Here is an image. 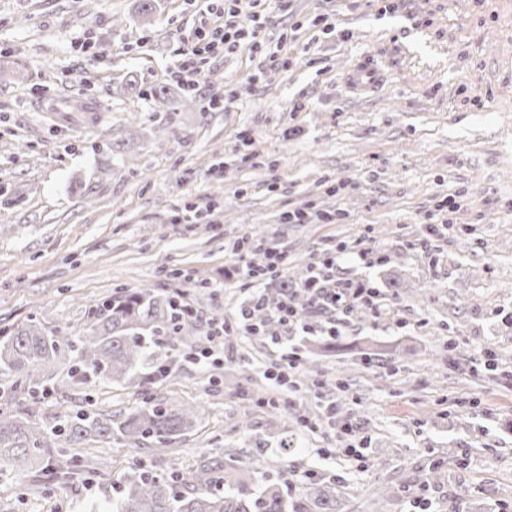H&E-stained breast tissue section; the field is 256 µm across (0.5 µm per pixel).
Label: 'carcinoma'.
<instances>
[{"instance_id":"cac0c4a2","label":"carcinoma","mask_w":512,"mask_h":512,"mask_svg":"<svg viewBox=\"0 0 512 512\" xmlns=\"http://www.w3.org/2000/svg\"><path fill=\"white\" fill-rule=\"evenodd\" d=\"M276 285V294L293 293L301 310L310 306L306 291L287 278ZM195 332L194 322L176 314L173 298L149 286L100 300L89 309L88 326L79 336H60L34 319L0 330V377L22 384L29 369L37 368L43 378L30 387L44 398L56 390L49 371L62 360L71 363L74 387L110 382L142 396L139 406L115 417L97 411L87 398L51 425L1 411L0 468L42 472L54 464L70 477L92 475L91 457L73 452L92 439L119 441L152 459L168 454L195 429L198 407L170 403L159 392L176 379L175 365L188 357ZM290 448L291 442L282 440L280 458L255 469L242 465L234 448L166 475L137 466L115 495L91 512H340L336 487L321 477L289 491ZM270 464L282 470V478L255 484L257 470Z\"/></svg>"}]
</instances>
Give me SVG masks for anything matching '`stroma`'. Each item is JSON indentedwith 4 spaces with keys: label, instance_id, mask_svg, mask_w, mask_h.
Instances as JSON below:
<instances>
[{
    "label": "stroma",
    "instance_id": "stroma-1",
    "mask_svg": "<svg viewBox=\"0 0 512 512\" xmlns=\"http://www.w3.org/2000/svg\"><path fill=\"white\" fill-rule=\"evenodd\" d=\"M207 6L223 13L224 0H161L144 27L136 0H0V328L35 318L77 336L99 299L147 284L183 293L204 335L208 318L234 321L256 294L225 242L286 251L297 283L343 244L337 277L377 288L379 310L309 311L308 323L336 335L323 337L321 356L303 337L293 343L301 365L345 381L343 396L298 395L268 414L255 382L289 348L272 342L281 326L225 337L214 361L181 362L164 388L201 416L149 468L227 448L244 463L259 446L274 459L293 434L295 470L335 483L342 512H370L378 478L399 491L384 512H417L407 488L438 459L443 480L424 495L440 512H512V0H397L390 12L382 0H291L284 12L264 0L278 62L242 41L192 90L174 74L175 53ZM328 9L332 31L315 21ZM363 55L386 81L356 97L343 77ZM161 85L171 103L159 108L151 92ZM82 105L96 121L78 119ZM447 198L455 208L438 210ZM209 204V219L176 223L184 207ZM309 204L344 218L283 223ZM370 246L382 263L359 259ZM370 340L398 346L400 362H367ZM242 357L253 382L233 366ZM88 396L112 412L139 402L109 383H63L35 403L0 379L1 408L47 422ZM335 402L354 432L297 423L302 407ZM87 447L99 468L88 480L0 470V512H74L112 496L133 451Z\"/></svg>",
    "mask_w": 512,
    "mask_h": 512
}]
</instances>
